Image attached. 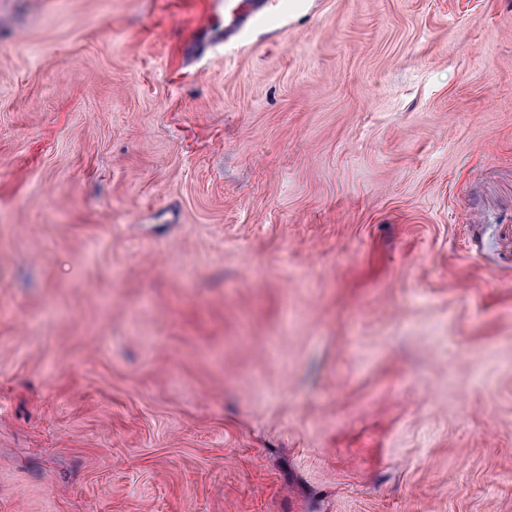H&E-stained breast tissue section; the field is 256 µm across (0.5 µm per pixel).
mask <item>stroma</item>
I'll return each mask as SVG.
<instances>
[{
    "label": "stroma",
    "mask_w": 512,
    "mask_h": 512,
    "mask_svg": "<svg viewBox=\"0 0 512 512\" xmlns=\"http://www.w3.org/2000/svg\"><path fill=\"white\" fill-rule=\"evenodd\" d=\"M0 0V512H512V0ZM261 3L260 0H241L231 13L224 14L225 32L238 29L246 21L259 14L262 10Z\"/></svg>",
    "instance_id": "stroma-1"
}]
</instances>
